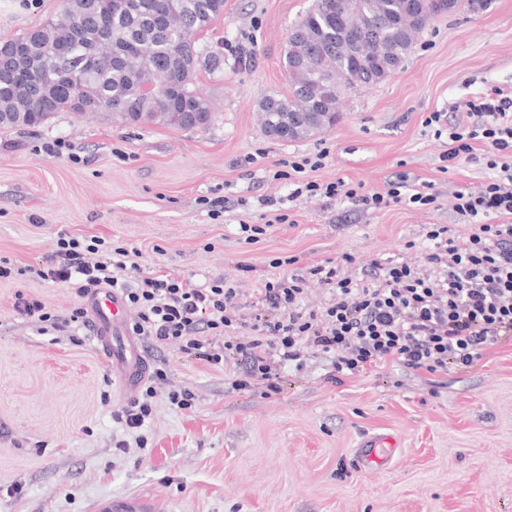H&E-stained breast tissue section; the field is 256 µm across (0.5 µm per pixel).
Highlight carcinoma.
<instances>
[{
  "mask_svg": "<svg viewBox=\"0 0 512 512\" xmlns=\"http://www.w3.org/2000/svg\"><path fill=\"white\" fill-rule=\"evenodd\" d=\"M435 14L434 0H314L281 53L288 94L259 102L265 134L288 142L335 125L340 94L401 69ZM222 18L224 0H63L55 19L4 40L0 128L103 110L129 124L205 128L214 115L196 74L224 57L199 36ZM293 116L305 125L290 135Z\"/></svg>",
  "mask_w": 512,
  "mask_h": 512,
  "instance_id": "carcinoma-1",
  "label": "carcinoma"
}]
</instances>
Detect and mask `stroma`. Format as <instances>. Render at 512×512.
Wrapping results in <instances>:
<instances>
[{
	"label": "stroma",
	"mask_w": 512,
	"mask_h": 512,
	"mask_svg": "<svg viewBox=\"0 0 512 512\" xmlns=\"http://www.w3.org/2000/svg\"><path fill=\"white\" fill-rule=\"evenodd\" d=\"M311 4L226 0L203 39L228 47L249 39L251 59L236 64L228 51L221 68L199 73L217 113L209 128L62 112L39 127L0 129V258L20 270L0 282V512H95L111 496L147 499L152 512H512L511 346L489 350L467 373L432 377L389 364L340 385L326 380L329 361L313 355L302 368H279L281 391L267 397L260 384L236 388L242 369L147 338L144 354L158 375L152 415L130 429L113 418L130 397L88 328L53 325L77 299L66 284L27 272L59 234L98 236L197 287L228 278L246 318L265 279L304 276V302L316 309L331 299L308 275L322 260L352 255L345 272L358 277L374 260L420 265L427 225L471 233L455 194L490 172L467 163L441 172L442 142L423 120L492 86L512 91V0L435 16L399 71L342 96L335 126L276 142L260 128L258 104L287 93L281 49ZM61 8L62 0H0V39ZM52 141L83 163L42 153ZM323 149L329 155L310 179L381 190L403 174L433 184L435 208L403 202L373 213L323 197L289 200L293 185L275 178V160ZM263 198L287 203L292 221L245 243L240 226L261 223ZM19 291L41 301L51 320L19 315ZM183 391L194 396L186 413L169 402ZM376 434L396 438L392 457L358 464L356 448Z\"/></svg>",
	"instance_id": "stroma-1"
}]
</instances>
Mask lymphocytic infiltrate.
<instances>
[{"instance_id":"obj_1","label":"lymphocytic infiltrate","mask_w":512,"mask_h":512,"mask_svg":"<svg viewBox=\"0 0 512 512\" xmlns=\"http://www.w3.org/2000/svg\"><path fill=\"white\" fill-rule=\"evenodd\" d=\"M456 121L432 112L424 125L444 138V168L477 163L493 175L474 189L455 194V210L476 222L465 237L448 226L431 225L424 264L415 268L389 260L373 261L362 279L341 276V261L331 259L309 273L328 285L332 303L323 311H303L301 278L263 281L257 290L260 311L236 315L232 284L216 279L194 288L180 275L137 269L139 287L125 291L136 315L134 333L160 343L178 342L186 355H204L212 365H244L238 388L261 382L267 393L280 390L278 366H303L310 355L331 360V383L369 374L387 364L431 376L465 373L486 352L512 344V91L494 86L462 104ZM323 154L281 160V178L291 179L292 197L323 196L381 212L402 202L428 209L438 196L429 182L410 186L407 177L370 191L342 179L320 183L306 179V169L322 166ZM129 250L109 248L104 239L85 240L60 234L54 249L35 269L36 278L65 283L76 297L101 285L114 286L118 275L133 268ZM135 268V267H134ZM243 329L247 340L228 339ZM223 337L220 351L208 348L210 336Z\"/></svg>"}]
</instances>
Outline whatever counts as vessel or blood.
<instances>
[{
  "label": "vessel or blood",
  "instance_id": "b4317fda",
  "mask_svg": "<svg viewBox=\"0 0 512 512\" xmlns=\"http://www.w3.org/2000/svg\"><path fill=\"white\" fill-rule=\"evenodd\" d=\"M91 320V340L97 351L110 365L122 387L134 389L148 372L142 344L129 329L125 300L118 289H98L86 300ZM393 437L375 436L358 450L364 464H381L392 454ZM96 512H150L149 503L141 498H107L98 503Z\"/></svg>",
  "mask_w": 512,
  "mask_h": 512
}]
</instances>
